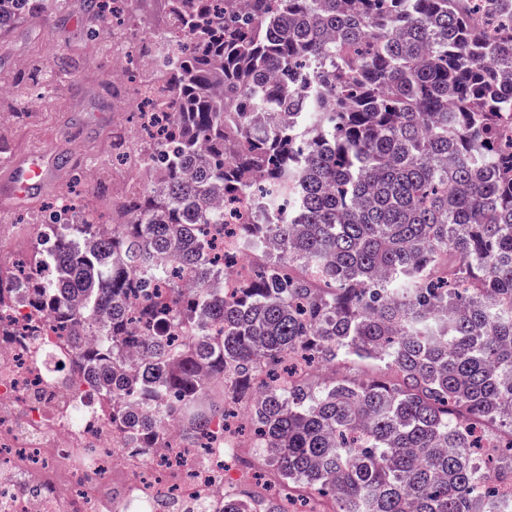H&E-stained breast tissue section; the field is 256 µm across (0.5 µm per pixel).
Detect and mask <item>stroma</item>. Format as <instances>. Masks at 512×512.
<instances>
[{
    "label": "stroma",
    "instance_id": "35a3bbf8",
    "mask_svg": "<svg viewBox=\"0 0 512 512\" xmlns=\"http://www.w3.org/2000/svg\"><path fill=\"white\" fill-rule=\"evenodd\" d=\"M115 36L111 26L92 25L80 0L67 8L31 18L6 36L0 35V78L13 79L25 71L28 92L39 89L38 76L47 52L63 54L73 72L58 83L32 112L22 111V96L0 99V135L10 150L8 163L0 164V185L12 164L46 148L56 150V160L65 171L61 182L35 191L30 198L14 200L0 195V224L11 231L0 239L6 253L30 252L33 245L29 218L42 214L58 194L61 184L87 208L103 217L112 215V193L128 182V171L112 158V139L120 107L106 91L108 63Z\"/></svg>",
    "mask_w": 512,
    "mask_h": 512
}]
</instances>
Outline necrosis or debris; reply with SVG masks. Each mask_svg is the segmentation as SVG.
Returning <instances> with one entry per match:
<instances>
[{
	"mask_svg": "<svg viewBox=\"0 0 512 512\" xmlns=\"http://www.w3.org/2000/svg\"><path fill=\"white\" fill-rule=\"evenodd\" d=\"M169 47L163 31L127 32L113 40L112 62L156 72ZM217 244L229 296L253 277L256 260L232 231ZM26 313L0 307V512H224L225 499L244 491L295 512L294 495L246 459L238 429L247 402L229 401L207 447H185L176 432L167 447H134L113 435L90 385L49 374L45 352L68 360L71 339L47 321L30 328Z\"/></svg>",
	"mask_w": 512,
	"mask_h": 512,
	"instance_id": "4bbe7bcc",
	"label": "necrosis or debris"
}]
</instances>
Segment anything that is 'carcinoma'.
<instances>
[{"label":"carcinoma","mask_w":512,"mask_h":512,"mask_svg":"<svg viewBox=\"0 0 512 512\" xmlns=\"http://www.w3.org/2000/svg\"><path fill=\"white\" fill-rule=\"evenodd\" d=\"M112 2L82 6L103 23ZM164 6L171 117L146 132L162 176L110 226L56 197L33 276H1L0 305L22 292L70 333L71 367L50 355L51 371L95 375L112 433L138 445L167 447L172 423L204 441L229 395L262 466L334 512H479L512 487V441L479 460L489 425L512 428V0ZM57 7L0 0V35ZM260 187L265 216L239 237L275 257L226 299L214 201ZM295 353L387 377L284 386Z\"/></svg>","instance_id":"obj_1"}]
</instances>
